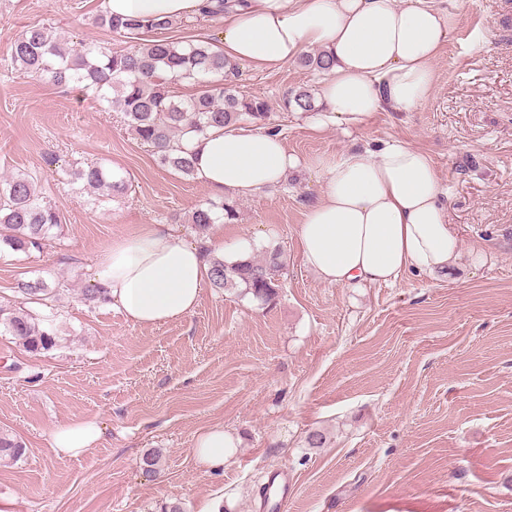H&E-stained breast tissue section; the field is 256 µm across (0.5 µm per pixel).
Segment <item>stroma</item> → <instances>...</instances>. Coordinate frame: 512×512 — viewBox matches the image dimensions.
<instances>
[{
  "instance_id": "stroma-1",
  "label": "stroma",
  "mask_w": 512,
  "mask_h": 512,
  "mask_svg": "<svg viewBox=\"0 0 512 512\" xmlns=\"http://www.w3.org/2000/svg\"><path fill=\"white\" fill-rule=\"evenodd\" d=\"M456 21L433 64L428 98L410 112H378L363 126L313 131L285 110L291 91L318 89L297 62L239 65L241 93L268 101L303 168L282 185L237 198V218L206 237L287 265L274 303L204 285L196 309L157 326L128 322L81 298L94 258L141 224H168L188 242V216L212 195L161 168L120 113L91 90L19 70L11 43L49 23L72 47L130 39L97 27L101 0H0V175L36 176L63 223L43 252H0V305L19 281L59 287L61 334L37 355L0 335V430L25 446L0 466V496L16 512H271L268 477L294 492L279 512H512V0H453ZM397 139L425 152L448 188L461 233L448 276L408 272L391 284L330 285L307 267L298 228L321 194L313 159ZM100 162L126 177L119 201L93 208L72 166ZM484 255L472 263V252ZM97 418L100 443L58 457L52 430ZM240 438L224 470L192 448L213 426ZM326 433L325 447L306 443ZM162 452L160 474L141 465Z\"/></svg>"
}]
</instances>
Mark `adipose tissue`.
Wrapping results in <instances>:
<instances>
[{
    "instance_id": "1",
    "label": "adipose tissue",
    "mask_w": 512,
    "mask_h": 512,
    "mask_svg": "<svg viewBox=\"0 0 512 512\" xmlns=\"http://www.w3.org/2000/svg\"><path fill=\"white\" fill-rule=\"evenodd\" d=\"M208 0H102L123 18L166 20L201 13ZM225 56L258 70L288 64L304 50L334 61L322 80L314 130L356 127L374 113L409 112L428 96L433 62L455 15L435 0H226ZM197 180L211 192L250 197L299 170L280 133L210 129L186 141ZM322 187L298 229L306 264L331 285L392 282L406 272L446 273L460 257L448 222L447 188L422 150L399 140L314 160ZM99 285L133 324L155 326L191 314L208 275L204 252L173 228L144 224L113 240L95 260ZM97 419L54 428L55 455L78 457L101 441ZM236 436L214 426L197 440L196 458L224 467Z\"/></svg>"
}]
</instances>
